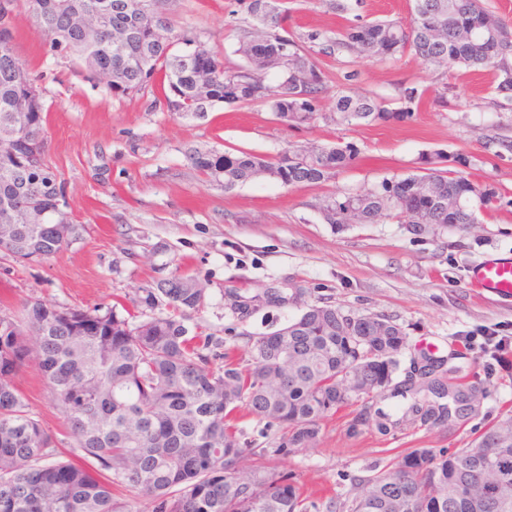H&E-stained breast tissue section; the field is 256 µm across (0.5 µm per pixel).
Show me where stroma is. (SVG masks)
<instances>
[{
    "mask_svg": "<svg viewBox=\"0 0 512 512\" xmlns=\"http://www.w3.org/2000/svg\"><path fill=\"white\" fill-rule=\"evenodd\" d=\"M335 5L281 0L282 25L297 36L317 34L312 49L331 85L382 96L402 119L339 125L325 118L327 95L318 101L319 119L300 128L260 106L222 103L204 118L182 119L156 108V84L112 96L106 78L51 50L32 13L17 5L12 44L42 95L46 159L84 231L47 260L0 251V314L21 317L26 302L39 300L135 317L140 288L178 271L205 291L187 326L212 337L214 368L227 351L250 364L260 335L314 304L386 316L405 332L406 355L448 358L458 368L452 382L481 381L489 395L477 415L453 425L405 422L386 434L375 426V409L398 417L404 400L366 397L323 419L315 447L267 458V466L293 474L304 496L348 512L363 479L398 466L411 450L465 448L490 424L512 417V297L482 294L470 281L477 263L512 255V99L497 92L493 68L449 71L410 53L384 62L343 49L325 53L327 39L355 20L411 21V0H360L347 12ZM167 13L176 30L220 51L226 65L243 64L237 48L250 24L233 0H169ZM407 87L418 89L419 100L403 99ZM348 145L357 150L348 169L292 188L257 179L227 191L188 158L193 148L273 160L289 148ZM430 158L494 191L471 228L430 224L418 232L394 216L341 227L325 222L329 197L422 172ZM271 288L286 303L260 306L248 317L233 312L235 302ZM16 383L44 429L71 446L37 365L24 366ZM356 418L354 435L349 425Z\"/></svg>",
    "mask_w": 512,
    "mask_h": 512,
    "instance_id": "35a3bbf8",
    "label": "stroma"
}]
</instances>
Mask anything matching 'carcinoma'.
Here are the masks:
<instances>
[{
  "mask_svg": "<svg viewBox=\"0 0 512 512\" xmlns=\"http://www.w3.org/2000/svg\"><path fill=\"white\" fill-rule=\"evenodd\" d=\"M256 22L245 64L224 67L205 49L189 61L165 0H25L51 46L108 78L112 95L139 92L163 79L167 111L201 119L217 103L260 104L291 127L317 119L316 103L332 94L338 124L404 117L374 96L329 85L309 50L280 24L276 0H238ZM410 25L372 21L350 26L331 41L369 58L406 51L438 67L499 71L498 92L512 93V37L481 0H413ZM12 10L0 9V250L18 258L48 259L78 240L82 226L62 207L64 183L37 159L47 150L46 116L28 69L14 52ZM329 152L327 161L321 155ZM319 150L312 162L285 151L269 161L248 151L219 154L194 148L193 167L232 189L259 177L286 187L319 183L345 170L352 146ZM461 209L448 211V198ZM490 193L466 177L430 168L386 179L365 192L326 201L324 220L344 213L374 224L396 211L410 224L466 229L476 223L470 206ZM164 296L173 313L138 323L115 310L29 301L23 318L0 316V512H131L114 495L124 487L151 512H319L302 497L293 475L266 467L239 477L248 462L286 456L315 444L319 421L369 396L382 383L408 401L404 417L440 425L455 415L448 401L462 392L475 406L486 396L479 382L461 388L408 374L396 381L406 346L402 329L378 315L350 316L311 305L296 319L252 346L253 364L225 361L215 370L187 336L185 317L199 311L204 288L174 274L141 289L138 302L153 309ZM35 337L30 344L29 337ZM38 361L53 401L80 455L60 461L58 444L29 411L12 376ZM278 424L272 448H253L227 422L236 411ZM349 512H512V417L489 427L467 448H416L398 468L362 481Z\"/></svg>",
  "mask_w": 512,
  "mask_h": 512,
  "instance_id": "1",
  "label": "carcinoma"
}]
</instances>
